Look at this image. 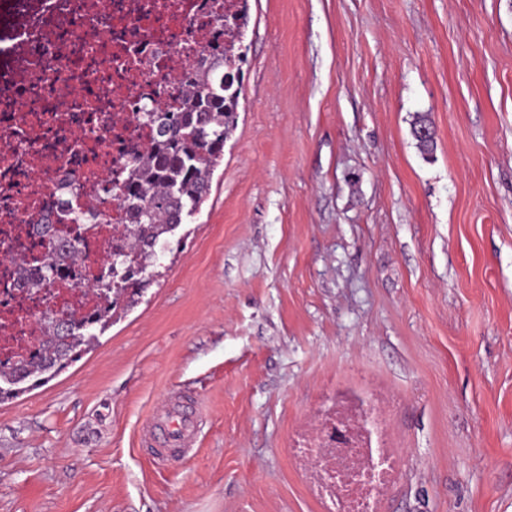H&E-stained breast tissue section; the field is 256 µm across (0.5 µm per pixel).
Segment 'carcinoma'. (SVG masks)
I'll list each match as a JSON object with an SVG mask.
<instances>
[{
    "mask_svg": "<svg viewBox=\"0 0 512 512\" xmlns=\"http://www.w3.org/2000/svg\"><path fill=\"white\" fill-rule=\"evenodd\" d=\"M225 19L210 46L198 53L200 64L184 74L174 100L140 114L149 143L129 154L125 181L118 188L130 222L113 236L102 270L92 289L99 299L89 314L58 315L46 309L37 317L42 331L38 349L6 368L0 367V402L16 396L12 386H37L78 360L115 317L135 305L156 276L167 236L184 218L193 216L206 200L211 175L224 158V142L233 130L240 90L234 71L240 54L224 47ZM82 253L77 239L54 235L31 260L33 271L22 268L23 287L30 288L61 275L65 258ZM117 261H112V256Z\"/></svg>",
    "mask_w": 512,
    "mask_h": 512,
    "instance_id": "carcinoma-1",
    "label": "carcinoma"
}]
</instances>
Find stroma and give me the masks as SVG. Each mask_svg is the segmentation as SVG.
I'll list each match as a JSON object with an SVG mask.
<instances>
[{
    "label": "stroma",
    "instance_id": "1",
    "mask_svg": "<svg viewBox=\"0 0 512 512\" xmlns=\"http://www.w3.org/2000/svg\"><path fill=\"white\" fill-rule=\"evenodd\" d=\"M243 51L160 277L0 404V512H320L289 451L340 398L401 451L382 512H512V0H250ZM196 417L193 414H168L160 411L150 424L148 432L158 443L161 451L167 447L187 448L196 432Z\"/></svg>",
    "mask_w": 512,
    "mask_h": 512
}]
</instances>
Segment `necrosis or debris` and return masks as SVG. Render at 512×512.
<instances>
[{"mask_svg":"<svg viewBox=\"0 0 512 512\" xmlns=\"http://www.w3.org/2000/svg\"><path fill=\"white\" fill-rule=\"evenodd\" d=\"M217 0H0V361L41 335L44 305L89 312L113 228L128 223L115 187L137 141L133 111L167 101L173 75L214 38ZM103 214L54 284L22 287L24 245L48 240L69 207ZM290 456L310 472L322 512H379L398 476L395 449L333 448L327 434Z\"/></svg>","mask_w":512,"mask_h":512,"instance_id":"necrosis-or-debris-1","label":"necrosis or debris"}]
</instances>
